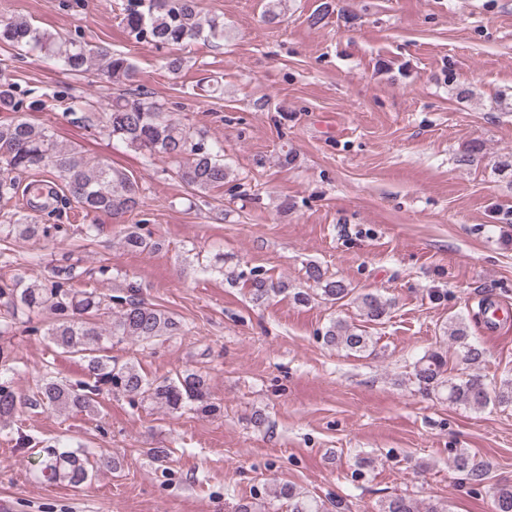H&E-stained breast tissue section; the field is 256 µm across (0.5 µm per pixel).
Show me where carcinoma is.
Returning <instances> with one entry per match:
<instances>
[{
  "instance_id": "obj_1",
  "label": "carcinoma",
  "mask_w": 512,
  "mask_h": 512,
  "mask_svg": "<svg viewBox=\"0 0 512 512\" xmlns=\"http://www.w3.org/2000/svg\"><path fill=\"white\" fill-rule=\"evenodd\" d=\"M121 23L139 42L158 48L182 47L205 35L213 40L224 38V23L216 18L202 21L197 0H126ZM0 44L37 50L64 70L81 75L98 72L110 85L136 82V66L122 53L105 44L54 35L41 30L26 19L0 21ZM17 82L7 68H0V112H19ZM49 101H71L70 114L76 111L98 112L100 130L110 139L142 154L153 165L161 160L174 166L175 174L189 192L198 196L224 187V141L193 132L181 121L165 112L164 104L153 99L142 87L128 89L105 105L65 90L45 94ZM50 169L55 181L62 184L66 200L74 201L86 215L108 213L131 214L140 207L141 187L124 173L112 170L101 161L86 159L72 147L60 144L47 127L36 126L18 116L0 124V198L11 197L19 189L15 172ZM60 224H43L38 216L21 214L0 224V242L53 239L61 233ZM121 244L132 251H150L157 242L142 235L139 225L123 228ZM73 267L56 265L52 275L41 281L16 276L0 284V336L12 329L20 313L47 311L53 322L44 332L49 342L84 360L89 380L76 385L63 384L50 373L42 376L35 403L56 410H94L95 397L103 392H122L143 401L160 404L174 413L190 409L203 416L220 411L213 401L206 378L194 371H181L172 378L150 380L136 366L118 364L101 354V343L112 337L151 342L163 336L185 333L174 315L157 304L140 297L139 286L129 282L122 295H105L96 289L80 290L72 284ZM307 280L320 287L323 299L331 304L354 303L365 321L382 324L389 317L393 301L377 292L355 293L342 279L326 276L319 266L306 267ZM228 278L245 279L251 299L263 303L271 296L288 291V284H277L258 270L249 274L230 272ZM444 336L448 347L472 368L462 376L447 374L448 359L438 351L423 355L414 364L418 389L427 394L445 396L448 403L482 409L493 403L512 405V378H505L494 388L475 370L485 351L471 339L464 319L448 320ZM324 342L350 356L372 353L374 342L366 331L344 319H333L323 333ZM16 369L10 351L0 347V423L14 418L22 406L13 389ZM454 468L474 485H482L487 471L482 465L461 454ZM40 475L52 480L63 479L80 485L89 478V462L60 443L47 444V455ZM287 504L288 512H327L324 504L309 498L288 482H275L265 488L263 497L253 496L239 503L236 512H269L270 502ZM378 512H445L441 507L424 505L409 496L396 494L381 501ZM493 512H512V485L493 490Z\"/></svg>"
}]
</instances>
